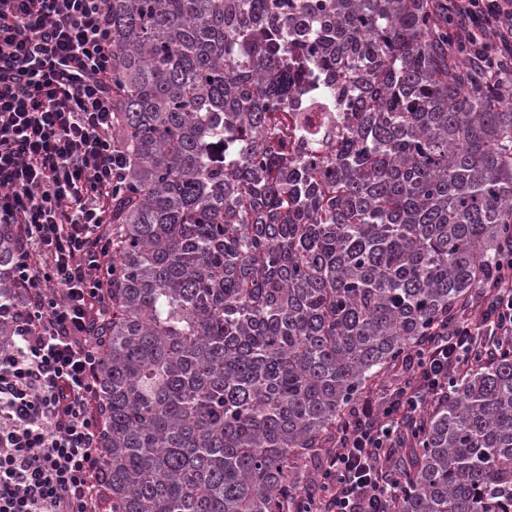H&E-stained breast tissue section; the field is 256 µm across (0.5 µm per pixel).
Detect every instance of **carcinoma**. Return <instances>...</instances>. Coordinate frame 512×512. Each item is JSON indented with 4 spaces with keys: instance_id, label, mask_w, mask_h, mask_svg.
Segmentation results:
<instances>
[{
    "instance_id": "obj_1",
    "label": "carcinoma",
    "mask_w": 512,
    "mask_h": 512,
    "mask_svg": "<svg viewBox=\"0 0 512 512\" xmlns=\"http://www.w3.org/2000/svg\"><path fill=\"white\" fill-rule=\"evenodd\" d=\"M106 512H284L348 407L490 285L512 103L436 0H108ZM345 113L288 153L295 95ZM16 244L0 224V303ZM393 512H512V337L434 401Z\"/></svg>"
}]
</instances>
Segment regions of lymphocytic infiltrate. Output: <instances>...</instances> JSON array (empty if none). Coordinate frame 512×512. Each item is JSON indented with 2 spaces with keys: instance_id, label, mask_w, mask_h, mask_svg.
I'll return each mask as SVG.
<instances>
[{
  "instance_id": "1",
  "label": "lymphocytic infiltrate",
  "mask_w": 512,
  "mask_h": 512,
  "mask_svg": "<svg viewBox=\"0 0 512 512\" xmlns=\"http://www.w3.org/2000/svg\"><path fill=\"white\" fill-rule=\"evenodd\" d=\"M452 45L482 57L498 82L512 44V0H453ZM108 0H0V224L18 246L15 290L1 315L0 512H100L101 420L94 409L112 274ZM512 337V246L493 291H477L450 325L351 406L331 448L287 512H392V464L407 424L473 364Z\"/></svg>"
}]
</instances>
